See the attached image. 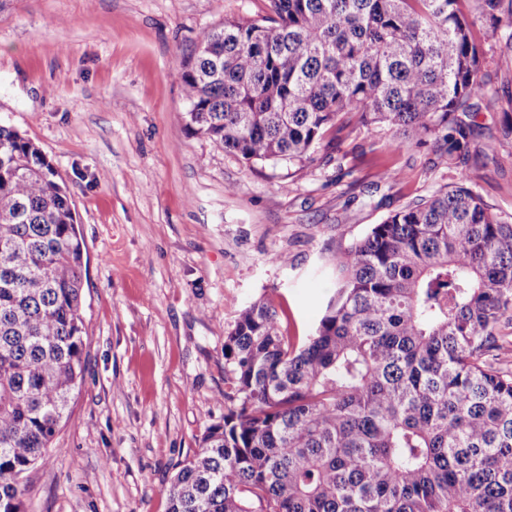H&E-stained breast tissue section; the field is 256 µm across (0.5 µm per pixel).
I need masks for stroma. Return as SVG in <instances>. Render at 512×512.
<instances>
[{"label":"stroma","instance_id":"35a3bbf8","mask_svg":"<svg viewBox=\"0 0 512 512\" xmlns=\"http://www.w3.org/2000/svg\"><path fill=\"white\" fill-rule=\"evenodd\" d=\"M266 0H0V124L34 141L73 201L87 257L85 377L29 475L25 512H168L165 489L224 420V339L239 311L285 309L310 334L330 259L406 203L454 183L387 129L328 133L313 165L249 164L187 126L180 73L199 32ZM473 146L512 113V71ZM403 170L387 183V167ZM473 189L512 216V138ZM287 254L280 265L274 254Z\"/></svg>","mask_w":512,"mask_h":512}]
</instances>
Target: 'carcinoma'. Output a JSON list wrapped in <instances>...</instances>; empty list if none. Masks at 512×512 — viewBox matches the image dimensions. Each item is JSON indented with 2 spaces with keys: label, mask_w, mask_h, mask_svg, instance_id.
Returning a JSON list of instances; mask_svg holds the SVG:
<instances>
[{
  "label": "carcinoma",
  "mask_w": 512,
  "mask_h": 512,
  "mask_svg": "<svg viewBox=\"0 0 512 512\" xmlns=\"http://www.w3.org/2000/svg\"><path fill=\"white\" fill-rule=\"evenodd\" d=\"M512 61V0H267L199 32L188 126L249 163L304 167L334 128L385 127L456 182L331 260L336 293L294 341L254 302L224 341V422L168 512H512V216L467 186L485 45ZM84 243L42 150L0 125V512L84 380Z\"/></svg>",
  "instance_id": "1"
}]
</instances>
